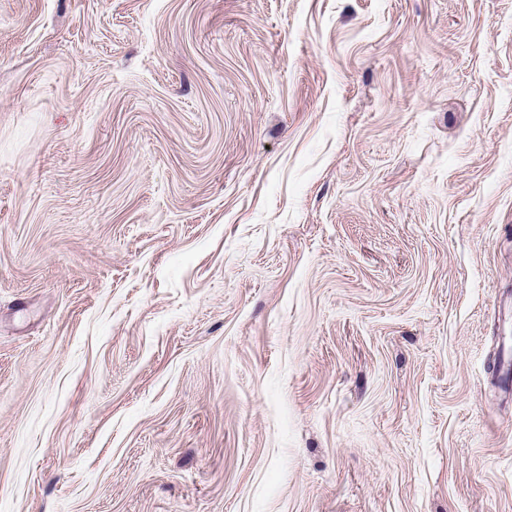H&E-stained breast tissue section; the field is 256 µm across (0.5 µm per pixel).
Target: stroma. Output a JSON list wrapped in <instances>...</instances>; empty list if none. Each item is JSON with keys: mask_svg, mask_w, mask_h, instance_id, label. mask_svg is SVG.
<instances>
[{"mask_svg": "<svg viewBox=\"0 0 512 512\" xmlns=\"http://www.w3.org/2000/svg\"><path fill=\"white\" fill-rule=\"evenodd\" d=\"M512 0H0V512H512Z\"/></svg>", "mask_w": 512, "mask_h": 512, "instance_id": "stroma-1", "label": "stroma"}]
</instances>
